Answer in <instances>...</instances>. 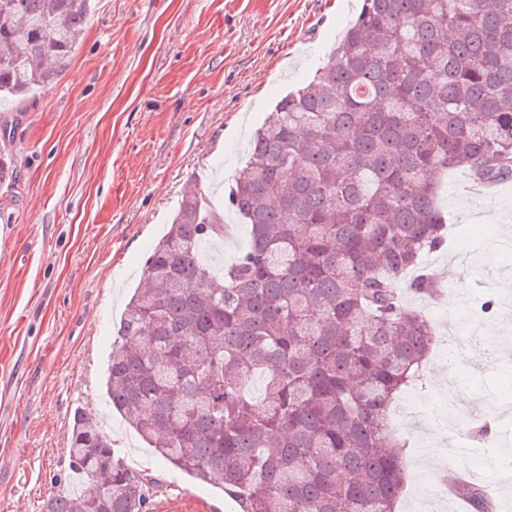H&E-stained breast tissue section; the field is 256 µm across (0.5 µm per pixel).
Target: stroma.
<instances>
[{"label":"stroma","instance_id":"obj_1","mask_svg":"<svg viewBox=\"0 0 512 512\" xmlns=\"http://www.w3.org/2000/svg\"><path fill=\"white\" fill-rule=\"evenodd\" d=\"M360 0H93L84 35L48 88L20 116L0 98L15 183L0 185V512H42L68 491L69 428L82 408L119 422L105 401L112 330L152 244L189 190L224 202L248 158L250 133L336 46ZM449 248L424 265L447 298L409 296L433 328L422 381L391 411L409 483L401 512H452L439 493L451 461L472 468L488 512H512V355L460 363L467 405L440 388L448 341L487 334L512 347V314L471 308L484 295L512 304V185L484 196L466 168L436 175ZM490 420L486 442L459 454L451 422ZM161 485L150 512L181 498V512H241L220 488L197 482L144 448L118 443Z\"/></svg>","mask_w":512,"mask_h":512}]
</instances>
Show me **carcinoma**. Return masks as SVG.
Here are the masks:
<instances>
[{"label": "carcinoma", "instance_id": "carcinoma-1", "mask_svg": "<svg viewBox=\"0 0 512 512\" xmlns=\"http://www.w3.org/2000/svg\"><path fill=\"white\" fill-rule=\"evenodd\" d=\"M92 0H0V91L21 102L80 43ZM512 177V0H363L313 78L268 113L230 191L246 249L213 274L224 213L190 192L152 247L107 360L112 408L243 512H397L389 423L433 345L401 288L447 244L431 173ZM262 379V393L251 390ZM76 493L43 512H147L158 479L74 412Z\"/></svg>", "mask_w": 512, "mask_h": 512}]
</instances>
